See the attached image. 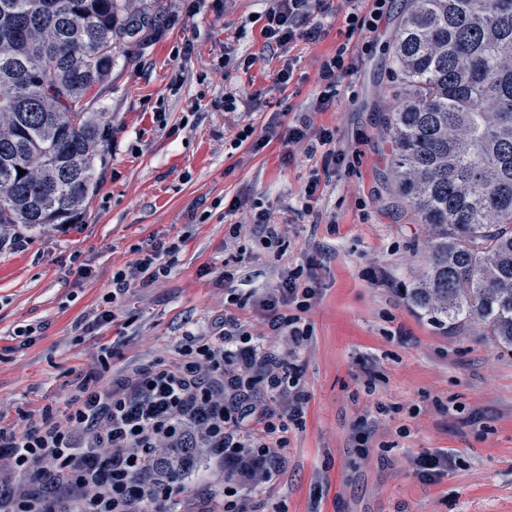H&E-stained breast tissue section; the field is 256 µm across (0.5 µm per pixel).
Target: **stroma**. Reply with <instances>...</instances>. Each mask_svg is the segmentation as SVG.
Segmentation results:
<instances>
[{
  "instance_id": "1",
  "label": "stroma",
  "mask_w": 512,
  "mask_h": 512,
  "mask_svg": "<svg viewBox=\"0 0 512 512\" xmlns=\"http://www.w3.org/2000/svg\"><path fill=\"white\" fill-rule=\"evenodd\" d=\"M402 5L393 0L373 50L354 57L352 89L313 115L346 156L325 176L319 157L285 145L284 130L344 43L342 18L330 17L319 44L291 47L294 77L281 90L282 58L221 69L225 57L260 50L265 0H159L161 27L121 47L101 91L112 128L79 225L0 248V425L61 406L103 346L114 371L170 359L188 334L223 318L213 283L223 269L235 270L245 299L316 256L321 290L304 314L311 334L299 359L304 422L271 484L240 491L246 512H512V351L469 326L438 325L405 299L428 236L388 181ZM228 91L239 98L233 112ZM248 125L264 147L234 146ZM316 175L322 195L298 215ZM235 198L270 212L282 246L263 245L248 226L231 237L224 208ZM180 236L169 275L134 289L113 323L93 325L113 273L138 248ZM424 454L448 455L447 474L422 478L413 461Z\"/></svg>"
}]
</instances>
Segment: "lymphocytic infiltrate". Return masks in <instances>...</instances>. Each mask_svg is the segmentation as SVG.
<instances>
[{"label":"lymphocytic infiltrate","instance_id":"1","mask_svg":"<svg viewBox=\"0 0 512 512\" xmlns=\"http://www.w3.org/2000/svg\"><path fill=\"white\" fill-rule=\"evenodd\" d=\"M347 36L370 51L391 0H344ZM329 0H267L259 53L237 58L251 68L260 55L287 52L300 41L326 35ZM348 44H340L318 73L320 90L309 112L294 113L290 144L306 143L330 171L345 157L335 132L315 127L312 112L326 111L352 73ZM185 237L154 244L112 276L110 307L94 324L114 321V307L132 289L169 274L167 256ZM316 294L312 267L282 275L278 285L254 293L251 307L268 328L251 333L248 321L225 315L201 334H189L172 361L113 372L101 381L86 373L61 410L48 409L24 428L0 426V512H166L171 489L139 482L175 441L210 443L224 475V512H245L236 493L268 483L283 460L290 425H302L309 394L299 351L310 336L303 314Z\"/></svg>","mask_w":512,"mask_h":512}]
</instances>
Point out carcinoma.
<instances>
[{"label": "carcinoma", "instance_id": "cac0c4a2", "mask_svg": "<svg viewBox=\"0 0 512 512\" xmlns=\"http://www.w3.org/2000/svg\"><path fill=\"white\" fill-rule=\"evenodd\" d=\"M158 0H0V224H73L97 190L116 49ZM387 118L399 197L428 229L408 302L512 349V0H407ZM23 175H18V170ZM171 486L213 463L171 449Z\"/></svg>", "mask_w": 512, "mask_h": 512}]
</instances>
